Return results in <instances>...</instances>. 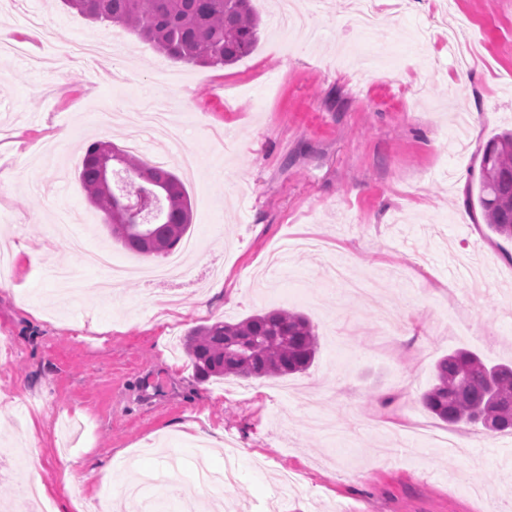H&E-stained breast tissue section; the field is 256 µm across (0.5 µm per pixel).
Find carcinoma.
<instances>
[{
  "instance_id": "carcinoma-1",
  "label": "carcinoma",
  "mask_w": 512,
  "mask_h": 512,
  "mask_svg": "<svg viewBox=\"0 0 512 512\" xmlns=\"http://www.w3.org/2000/svg\"><path fill=\"white\" fill-rule=\"evenodd\" d=\"M96 22L119 25L177 61L224 66L248 55L258 41L260 17L252 0H63ZM124 174L116 189L105 167ZM88 202L104 215L111 236L141 256H168L192 224L189 196L178 176L149 165L111 141L90 143L76 169ZM131 188H154L158 212L139 230L113 216L116 196ZM478 202L486 224L512 238V132L484 150ZM319 336L302 313L285 309L253 314L237 322L196 326L182 348L202 380L243 376L281 377L307 371L319 351ZM422 404L447 423L466 422L504 433L512 431V365H489L457 350L434 366V382Z\"/></svg>"
}]
</instances>
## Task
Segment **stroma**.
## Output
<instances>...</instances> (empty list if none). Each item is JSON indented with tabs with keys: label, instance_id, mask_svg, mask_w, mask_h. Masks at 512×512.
Wrapping results in <instances>:
<instances>
[{
	"label": "stroma",
	"instance_id": "1",
	"mask_svg": "<svg viewBox=\"0 0 512 512\" xmlns=\"http://www.w3.org/2000/svg\"><path fill=\"white\" fill-rule=\"evenodd\" d=\"M294 2L305 27L281 28L278 0H253V51L201 67L60 0H0L9 41L31 38L34 16L59 48L116 35L130 76L111 85L89 62L0 55V174L13 177L0 188V446L31 450L53 512H126L128 473L105 483L93 469L131 460L180 484L208 436L237 471L224 512H488L512 499V435L420 401L453 351L512 362V239L476 199L487 144L512 128V0H381L367 29L356 0ZM152 104L182 128L165 167L200 250L186 280L132 278L107 297L105 271L58 246L55 227L131 261L75 170L93 141L148 142ZM339 261L370 295L343 296L326 275ZM378 300L403 316L401 335L385 336ZM281 308L319 335L306 373L203 381L170 353L196 325ZM286 471L300 490L275 496Z\"/></svg>",
	"mask_w": 512,
	"mask_h": 512
}]
</instances>
